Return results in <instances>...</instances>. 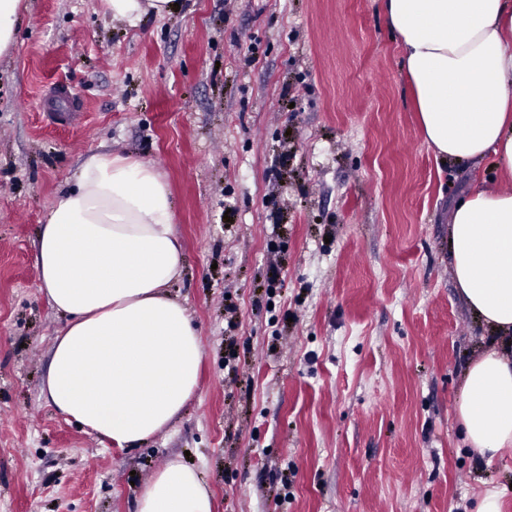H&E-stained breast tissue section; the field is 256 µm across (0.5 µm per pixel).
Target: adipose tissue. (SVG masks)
I'll return each instance as SVG.
<instances>
[{
  "label": "adipose tissue",
  "mask_w": 512,
  "mask_h": 512,
  "mask_svg": "<svg viewBox=\"0 0 512 512\" xmlns=\"http://www.w3.org/2000/svg\"><path fill=\"white\" fill-rule=\"evenodd\" d=\"M401 49L421 133L438 157L512 177V0H379ZM167 183L149 163L91 156L40 231L39 288L67 315L43 393L66 419L134 448L165 431L199 385L203 345L168 292L182 245ZM452 275L490 337L463 372L457 416L483 458L512 454V190L493 182L453 207ZM135 512H213L176 461Z\"/></svg>",
  "instance_id": "1"
}]
</instances>
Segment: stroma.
Listing matches in <instances>:
<instances>
[{
	"mask_svg": "<svg viewBox=\"0 0 512 512\" xmlns=\"http://www.w3.org/2000/svg\"><path fill=\"white\" fill-rule=\"evenodd\" d=\"M178 2L133 26L22 0L0 57V512H135L172 460L214 512H475L488 489L512 512V455L480 458L455 412L486 331L448 214L483 170L425 143L378 0ZM112 152L168 184V291L204 350L193 398L131 450L42 394L65 319L39 231Z\"/></svg>",
	"mask_w": 512,
	"mask_h": 512,
	"instance_id": "1",
	"label": "stroma"
}]
</instances>
